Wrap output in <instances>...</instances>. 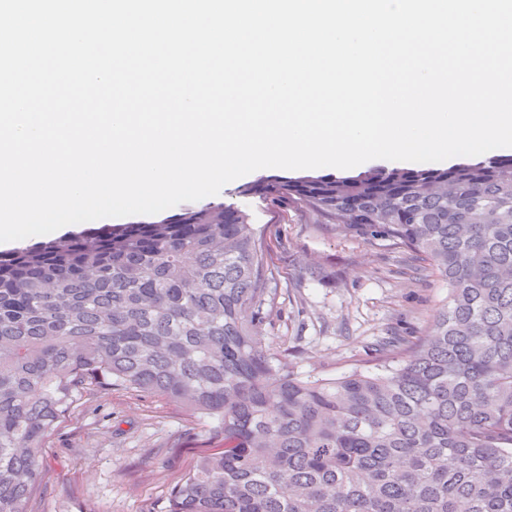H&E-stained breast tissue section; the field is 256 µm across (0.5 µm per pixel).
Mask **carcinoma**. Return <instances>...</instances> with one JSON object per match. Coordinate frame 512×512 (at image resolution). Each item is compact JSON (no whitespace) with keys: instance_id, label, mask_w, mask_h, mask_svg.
Returning <instances> with one entry per match:
<instances>
[{"instance_id":"obj_1","label":"carcinoma","mask_w":512,"mask_h":512,"mask_svg":"<svg viewBox=\"0 0 512 512\" xmlns=\"http://www.w3.org/2000/svg\"><path fill=\"white\" fill-rule=\"evenodd\" d=\"M240 192L413 253L447 304L376 370L302 378L272 352L268 245L234 206L0 252V512H24L76 403L114 388L224 436L167 512H512V156Z\"/></svg>"}]
</instances>
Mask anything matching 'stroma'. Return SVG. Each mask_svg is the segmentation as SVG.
<instances>
[{"label": "stroma", "mask_w": 512, "mask_h": 512, "mask_svg": "<svg viewBox=\"0 0 512 512\" xmlns=\"http://www.w3.org/2000/svg\"><path fill=\"white\" fill-rule=\"evenodd\" d=\"M261 169L212 196L248 214L269 245L277 295L267 328L275 356L303 377L373 369L387 336L424 335L447 302L448 285L415 274L409 255L337 233L297 203L274 204L239 189ZM209 423L177 404L126 390L88 399L41 450L43 479L26 512H165L171 490L199 458L222 450Z\"/></svg>", "instance_id": "stroma-1"}]
</instances>
